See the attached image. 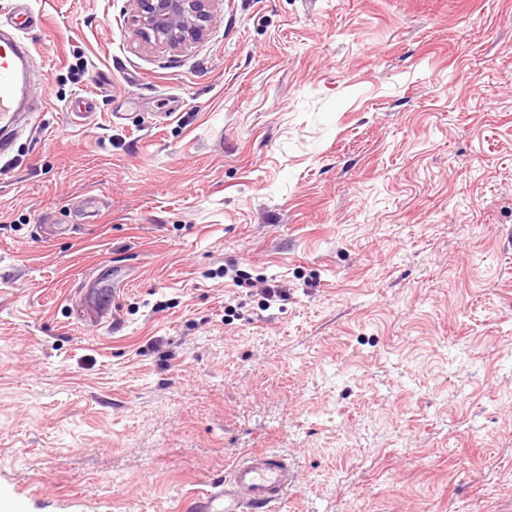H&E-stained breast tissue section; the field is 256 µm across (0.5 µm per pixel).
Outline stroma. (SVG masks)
Instances as JSON below:
<instances>
[{
  "mask_svg": "<svg viewBox=\"0 0 512 512\" xmlns=\"http://www.w3.org/2000/svg\"><path fill=\"white\" fill-rule=\"evenodd\" d=\"M25 9L0 512H187L252 448L283 512H512V0H220L177 51Z\"/></svg>",
  "mask_w": 512,
  "mask_h": 512,
  "instance_id": "35a3bbf8",
  "label": "stroma"
}]
</instances>
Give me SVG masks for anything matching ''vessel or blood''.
Masks as SVG:
<instances>
[{"label": "vessel or blood", "mask_w": 512, "mask_h": 512, "mask_svg": "<svg viewBox=\"0 0 512 512\" xmlns=\"http://www.w3.org/2000/svg\"><path fill=\"white\" fill-rule=\"evenodd\" d=\"M31 24V15L24 11L10 30L0 29V121L33 107L27 92L32 49L24 40ZM289 476L287 458L261 448L251 450L222 481L194 496L191 512H278Z\"/></svg>", "instance_id": "obj_1"}]
</instances>
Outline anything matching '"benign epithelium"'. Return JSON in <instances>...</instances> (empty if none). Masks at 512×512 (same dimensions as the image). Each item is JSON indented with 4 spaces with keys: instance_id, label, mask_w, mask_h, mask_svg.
<instances>
[{
    "instance_id": "obj_1",
    "label": "benign epithelium",
    "mask_w": 512,
    "mask_h": 512,
    "mask_svg": "<svg viewBox=\"0 0 512 512\" xmlns=\"http://www.w3.org/2000/svg\"><path fill=\"white\" fill-rule=\"evenodd\" d=\"M134 33L142 43L177 50L208 35L220 0H132Z\"/></svg>"
}]
</instances>
